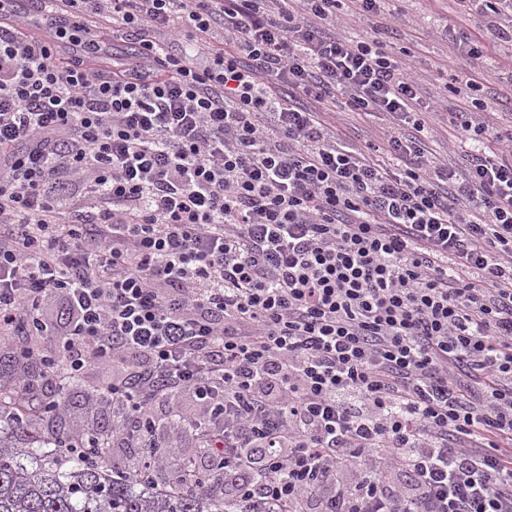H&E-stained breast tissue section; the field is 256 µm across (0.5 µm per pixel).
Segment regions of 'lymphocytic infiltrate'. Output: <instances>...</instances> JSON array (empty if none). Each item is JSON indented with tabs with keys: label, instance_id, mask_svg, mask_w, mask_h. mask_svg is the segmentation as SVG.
<instances>
[{
	"label": "lymphocytic infiltrate",
	"instance_id": "f902f5d3",
	"mask_svg": "<svg viewBox=\"0 0 512 512\" xmlns=\"http://www.w3.org/2000/svg\"><path fill=\"white\" fill-rule=\"evenodd\" d=\"M343 1L61 0L67 58L0 12V338L62 294L60 357H20L40 411L92 364L119 440L193 393L248 473L240 512H512V152L460 111L464 165L437 158L379 38L434 31L476 63L466 99L512 59V0H453L473 34L347 0L353 37ZM340 98L391 120L393 164L340 142Z\"/></svg>",
	"mask_w": 512,
	"mask_h": 512
}]
</instances>
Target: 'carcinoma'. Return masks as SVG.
<instances>
[{
    "label": "carcinoma",
    "mask_w": 512,
    "mask_h": 512,
    "mask_svg": "<svg viewBox=\"0 0 512 512\" xmlns=\"http://www.w3.org/2000/svg\"><path fill=\"white\" fill-rule=\"evenodd\" d=\"M24 378L0 389V512H236L238 504L213 490L224 480L215 467L200 486L177 483L179 462H165L168 485L135 481L94 458L70 453L69 437L37 432L40 415L26 413Z\"/></svg>",
    "instance_id": "cac0c4a2"
}]
</instances>
